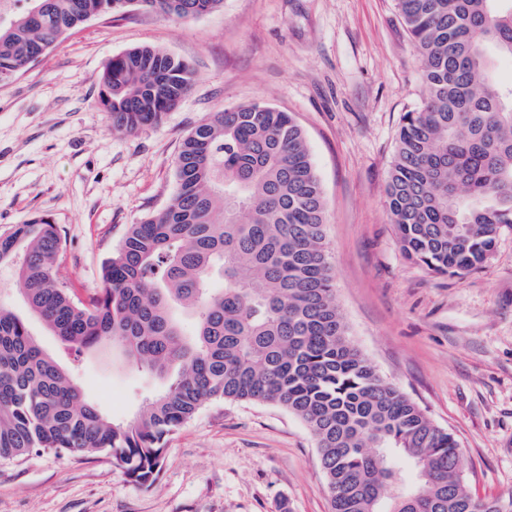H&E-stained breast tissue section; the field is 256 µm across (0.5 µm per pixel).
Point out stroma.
<instances>
[{"instance_id":"1","label":"stroma","mask_w":512,"mask_h":512,"mask_svg":"<svg viewBox=\"0 0 512 512\" xmlns=\"http://www.w3.org/2000/svg\"><path fill=\"white\" fill-rule=\"evenodd\" d=\"M153 46L194 70L157 125L114 129L97 104L112 56ZM421 62L395 0H223L191 20L139 5L62 35L0 82V234L37 218L66 239L64 273L88 301L129 225L176 188L181 142L209 113L252 102L304 128L326 206L336 304L354 347L460 448L472 494L512 499V230L483 268L440 275L406 258L387 208ZM87 395L117 419L162 382L104 345L80 359ZM0 512H331L317 440L288 410L214 401L168 436L156 483L111 455L0 460Z\"/></svg>"}]
</instances>
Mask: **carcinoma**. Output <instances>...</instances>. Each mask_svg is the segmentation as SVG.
<instances>
[{
  "label": "carcinoma",
  "instance_id": "obj_1",
  "mask_svg": "<svg viewBox=\"0 0 512 512\" xmlns=\"http://www.w3.org/2000/svg\"><path fill=\"white\" fill-rule=\"evenodd\" d=\"M107 0L0 7V82ZM194 19L222 0H139ZM418 49L424 99L405 113L387 206L405 256L462 277L512 227V0H396ZM193 82L150 46L112 57L99 107L134 132L160 123ZM169 201L129 225L102 286L75 303L64 239L45 220L0 234V267L30 314L76 354L102 343L170 376L129 419L87 398L27 321L0 301V459L107 453L138 485L160 473L166 437L211 401L269 402L317 440L332 512H512L466 487L454 436L385 382L351 345L336 305L323 190L287 112L253 103L208 115L183 139ZM193 321L185 330L180 314Z\"/></svg>",
  "mask_w": 512,
  "mask_h": 512
}]
</instances>
